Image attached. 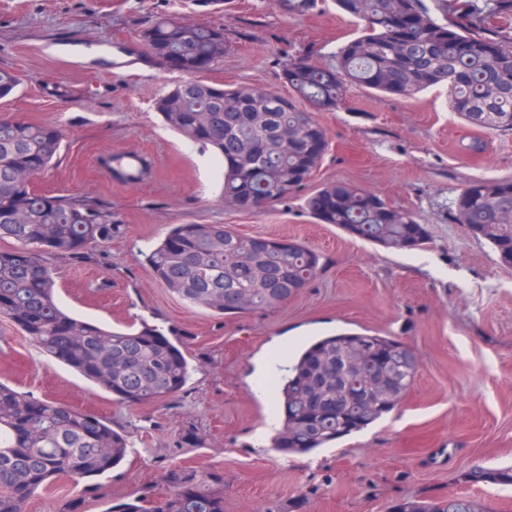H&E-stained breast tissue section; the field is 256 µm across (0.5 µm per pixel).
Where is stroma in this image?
Listing matches in <instances>:
<instances>
[{"mask_svg": "<svg viewBox=\"0 0 512 512\" xmlns=\"http://www.w3.org/2000/svg\"><path fill=\"white\" fill-rule=\"evenodd\" d=\"M179 16L221 29L222 59L203 73L218 85L286 91L283 73L304 58L334 63L358 31L334 0L291 17L273 0H0V69L20 79L0 99V117L59 127L61 159L37 177L49 195H92L112 204L111 240L81 262L49 253L57 298L73 314L123 329L140 321L176 330L189 379L166 401L124 406L42 352L0 317V381L37 400L105 417L130 449L111 472L62 477L26 512H80L162 497L172 469L224 475V512H390L403 498L470 496L489 512H512V267L454 219L474 180L512 179V134L466 124L446 88L411 98L349 89L340 109L317 113L329 151L305 188L339 179L413 211L429 237L392 252L319 223L300 198L242 211L221 197L212 152L165 128L156 99L184 78L154 61L141 40L156 19ZM483 150L470 153L472 140ZM107 151L145 153L155 173L124 185L99 167ZM174 224H225L243 235L314 249L308 288L278 308L218 316L168 292L145 261ZM389 336L420 358L400 406L363 431L305 454H285L253 436L268 403L254 390V362L286 336L291 352L337 332ZM489 472L474 483L471 471Z\"/></svg>", "mask_w": 512, "mask_h": 512, "instance_id": "35a3bbf8", "label": "stroma"}]
</instances>
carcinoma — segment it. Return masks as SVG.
<instances>
[{
	"instance_id": "1",
	"label": "carcinoma",
	"mask_w": 512,
	"mask_h": 512,
	"mask_svg": "<svg viewBox=\"0 0 512 512\" xmlns=\"http://www.w3.org/2000/svg\"><path fill=\"white\" fill-rule=\"evenodd\" d=\"M346 17L364 23L341 46L336 64L300 60L284 72L288 92L224 88L192 78L206 56L220 61L214 29L177 16L157 20L142 40L150 57L176 54L191 78L174 90L181 104L156 102L164 124L212 150L224 169V201L252 210L298 196L328 151L313 111H333L355 84L409 98L434 87L468 125L512 132V34L496 23L512 20V0H335ZM319 0H288V14L313 12ZM64 133L56 126L0 118V317L17 325L48 356L77 371L127 405L166 400L185 386L190 367L185 344L155 325L115 331L75 317L55 301L48 250L81 261L112 238V204L95 196H48L30 189V177L58 158ZM112 180L134 185L153 165L142 154L109 152L100 159ZM322 224L392 251L414 250L426 225L378 194L338 180L305 200ZM455 220L488 242L512 267V180L465 185ZM156 277L179 299L217 315L276 308L297 296L316 273L320 256L297 242L243 236L224 224H175L146 255ZM362 359L385 377L367 407L336 402V379L315 368ZM418 370L412 348L389 336L345 332L306 346L271 381L280 426L271 447L301 454L360 432L394 411ZM125 436L112 423L55 401H36L0 383V512H26L29 499L62 475L79 482L102 475L126 456ZM172 492L143 507L121 503L111 512H224V475L172 469ZM392 512H485L473 498H414Z\"/></svg>"
}]
</instances>
